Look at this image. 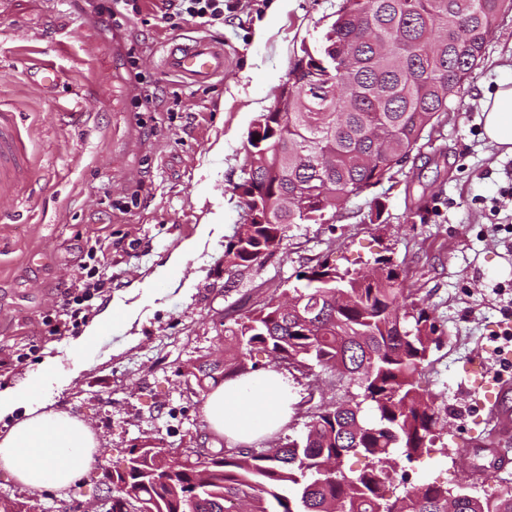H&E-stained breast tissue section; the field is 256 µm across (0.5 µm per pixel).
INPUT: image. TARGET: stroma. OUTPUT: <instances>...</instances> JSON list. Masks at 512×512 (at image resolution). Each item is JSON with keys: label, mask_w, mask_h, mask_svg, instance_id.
Listing matches in <instances>:
<instances>
[{"label": "stroma", "mask_w": 512, "mask_h": 512, "mask_svg": "<svg viewBox=\"0 0 512 512\" xmlns=\"http://www.w3.org/2000/svg\"><path fill=\"white\" fill-rule=\"evenodd\" d=\"M270 2L228 0L223 22L191 21L174 32L137 16L108 35L78 0H0V103L20 113L35 161L31 185L0 220V385L54 359L65 383L47 386L43 403L85 421L100 440L73 498H103L101 469L118 465L139 440L213 447L188 368L218 354L225 320L255 309L325 255L360 267L390 257L439 325L421 384L448 433L408 472L455 484L473 474L456 465L458 456L484 461L478 422L486 414L469 405L466 388L477 372L496 375L502 310L512 301V156L484 140L476 99L512 81V13L394 181L352 199L333 223L291 225L273 256L228 273L224 245L240 219L235 186L248 132L273 106L301 46L321 44L341 0H284L277 10ZM22 29L43 34L60 76L54 91L13 80L35 55ZM177 37L222 43L223 79L190 86L162 75L158 61ZM132 46L140 50L134 71L126 64ZM145 88L155 95L151 112L139 109ZM85 94L92 109L83 107ZM377 198L385 209L373 223ZM432 201L437 213L416 218L417 206ZM212 218L221 228L188 256L185 272L155 280ZM91 258L106 285L89 317L125 297L140 312L105 327L78 368L69 334L49 333L46 321Z\"/></svg>", "instance_id": "35a3bbf8"}]
</instances>
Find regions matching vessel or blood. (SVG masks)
<instances>
[{"label": "vessel or blood", "mask_w": 512, "mask_h": 512, "mask_svg": "<svg viewBox=\"0 0 512 512\" xmlns=\"http://www.w3.org/2000/svg\"><path fill=\"white\" fill-rule=\"evenodd\" d=\"M226 65L223 45L204 37L172 43L160 58L165 75L194 85L223 77ZM30 168V159L20 149L17 115L0 107V203L14 195L28 178ZM486 390L490 432L497 443L491 451L494 463L488 472L496 475L512 467V454L506 449L507 442L512 441V384L497 379Z\"/></svg>", "instance_id": "obj_1"}]
</instances>
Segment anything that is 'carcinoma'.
I'll list each match as a JSON object with an SVG mask.
<instances>
[{
    "label": "carcinoma",
    "mask_w": 512,
    "mask_h": 512,
    "mask_svg": "<svg viewBox=\"0 0 512 512\" xmlns=\"http://www.w3.org/2000/svg\"><path fill=\"white\" fill-rule=\"evenodd\" d=\"M512 0H342L330 27L336 69L313 74L305 48L288 72V103L263 118L254 162L241 195H258L241 211L263 213L281 202L271 224H238L224 246V267L237 269L275 253L292 224H316L347 202L398 174L427 128L451 103L484 56L498 19ZM329 257L302 270L283 289L300 311L280 310L274 294L248 315L224 322L223 378L257 370L253 352L305 376H326L340 395L320 404L305 427L313 437H280L267 448H221L205 459L172 466L149 444L127 458L113 485L135 499L137 512H512V489L473 492L436 481L412 482L386 496L396 457L412 463L446 433L432 396L419 385L437 332L429 307L406 287L390 258L383 281L366 282L335 268ZM219 363L204 362L201 390L218 383ZM361 454L360 470L330 474Z\"/></svg>",
    "instance_id": "1"
}]
</instances>
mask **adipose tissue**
<instances>
[{
	"mask_svg": "<svg viewBox=\"0 0 512 512\" xmlns=\"http://www.w3.org/2000/svg\"><path fill=\"white\" fill-rule=\"evenodd\" d=\"M478 105L488 144L512 155V82L499 83ZM53 375L48 360L40 377L0 389V470L28 492L65 495L81 482L99 442L82 420L45 411L39 395ZM289 401L287 377L270 369L210 386L202 396V417L216 439L248 444L284 425Z\"/></svg>",
	"mask_w": 512,
	"mask_h": 512,
	"instance_id": "adipose-tissue-1",
	"label": "adipose tissue"
}]
</instances>
